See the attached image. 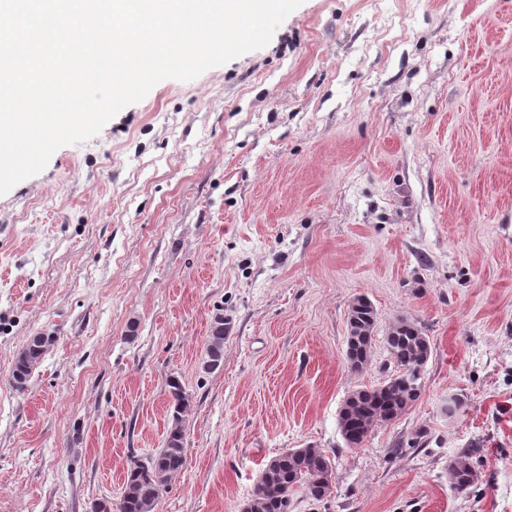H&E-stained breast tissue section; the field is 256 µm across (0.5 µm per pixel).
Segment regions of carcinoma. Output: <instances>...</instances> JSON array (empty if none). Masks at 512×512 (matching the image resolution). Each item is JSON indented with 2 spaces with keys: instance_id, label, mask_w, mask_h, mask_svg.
Listing matches in <instances>:
<instances>
[{
  "instance_id": "obj_1",
  "label": "carcinoma",
  "mask_w": 512,
  "mask_h": 512,
  "mask_svg": "<svg viewBox=\"0 0 512 512\" xmlns=\"http://www.w3.org/2000/svg\"><path fill=\"white\" fill-rule=\"evenodd\" d=\"M376 327L374 305L363 297L356 299L348 313L346 359L351 370L358 372L369 363ZM54 341L55 337L41 333L30 338L12 372L16 390L26 389L32 369ZM386 344L395 367L393 374L377 387L353 391L339 410V431L349 448L364 442L376 427L399 418L422 394L424 368L432 353L428 336L417 324L402 319L387 330ZM223 360L224 315L218 314L208 336L203 370H217ZM167 386L171 426L164 447L145 460L131 459L120 499L98 502L94 512H157L170 479L184 467L182 424L189 399L177 377H169ZM330 475H334V467L323 449L310 445L286 449L264 465L242 512H290L297 488L303 489L309 500L321 502L330 497L325 484ZM448 480L456 491L464 492L477 484L478 475L468 462L456 459L448 462Z\"/></svg>"
}]
</instances>
